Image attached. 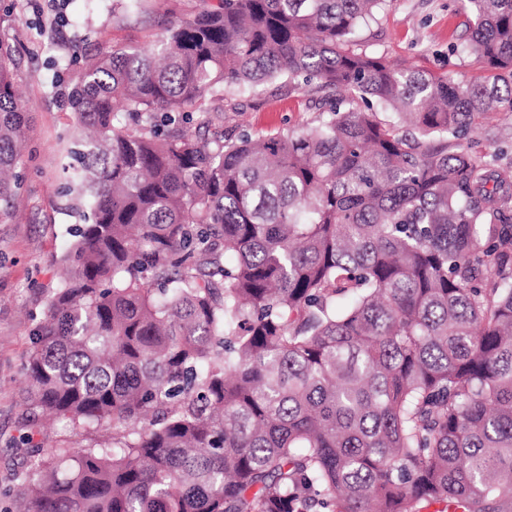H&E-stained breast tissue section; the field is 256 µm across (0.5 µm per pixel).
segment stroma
Wrapping results in <instances>:
<instances>
[{"mask_svg":"<svg viewBox=\"0 0 512 512\" xmlns=\"http://www.w3.org/2000/svg\"><path fill=\"white\" fill-rule=\"evenodd\" d=\"M216 0H24L12 33L25 58L18 83L31 108L22 203L0 217V512L34 475L18 446L25 419L23 362L34 324L42 320L62 268L60 256L75 239L71 200L61 193L71 144L63 93L74 78L62 61L74 49L106 54L116 46H143L171 23L214 7ZM467 16L459 0H388L362 26L355 51L382 56L415 70L446 72L469 82L485 70L465 49ZM320 97L280 77L254 90L224 95V126L258 136L311 122ZM473 151H505L512 161V113L492 115L471 132Z\"/></svg>","mask_w":512,"mask_h":512,"instance_id":"35a3bbf8","label":"stroma"}]
</instances>
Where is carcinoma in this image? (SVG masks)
Returning <instances> with one entry per match:
<instances>
[{
    "instance_id": "obj_1",
    "label": "carcinoma",
    "mask_w": 512,
    "mask_h": 512,
    "mask_svg": "<svg viewBox=\"0 0 512 512\" xmlns=\"http://www.w3.org/2000/svg\"><path fill=\"white\" fill-rule=\"evenodd\" d=\"M385 2L218 0L70 59L81 224L25 407L112 439L27 431L23 512H512V173L466 143L512 111V0H461L473 82L350 49ZM13 8L1 216L30 122ZM281 76L326 92L314 123L224 129V92ZM39 433L37 436L39 440L44 442V446L55 445L59 443H87L95 435L101 436L100 433H95L93 429L84 432L83 435L77 434L72 426L65 420L58 419L49 423H39Z\"/></svg>"
}]
</instances>
